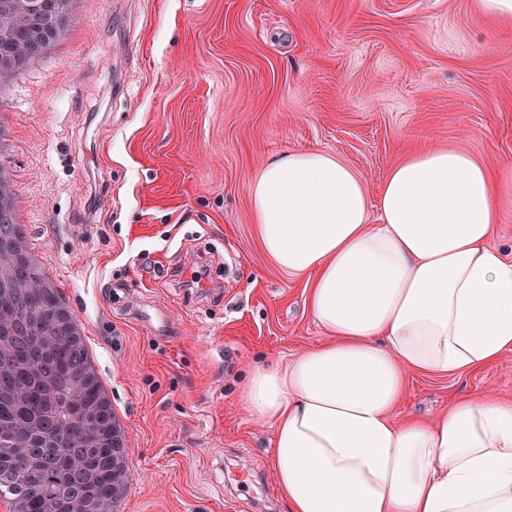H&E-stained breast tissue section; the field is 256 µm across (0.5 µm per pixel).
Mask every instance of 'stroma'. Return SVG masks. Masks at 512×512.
<instances>
[{"mask_svg": "<svg viewBox=\"0 0 512 512\" xmlns=\"http://www.w3.org/2000/svg\"><path fill=\"white\" fill-rule=\"evenodd\" d=\"M414 145L512 178V25L478 0H75L61 40L0 85L16 221L130 446L117 512H286L241 386L324 333L308 277L262 249L250 185L319 150L373 193ZM146 305L166 334L134 319ZM487 390L512 398V353L410 375L399 413Z\"/></svg>", "mask_w": 512, "mask_h": 512, "instance_id": "stroma-1", "label": "stroma"}]
</instances>
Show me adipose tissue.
Returning <instances> with one entry per match:
<instances>
[{"label":"adipose tissue","mask_w":512,"mask_h":512,"mask_svg":"<svg viewBox=\"0 0 512 512\" xmlns=\"http://www.w3.org/2000/svg\"><path fill=\"white\" fill-rule=\"evenodd\" d=\"M249 194L266 253L310 275L326 332L242 392L274 427L288 512H512V400L394 417L410 373L462 376L512 352V261L494 242L512 185L466 152L416 148L372 195L308 150L269 159Z\"/></svg>","instance_id":"obj_1"}]
</instances>
